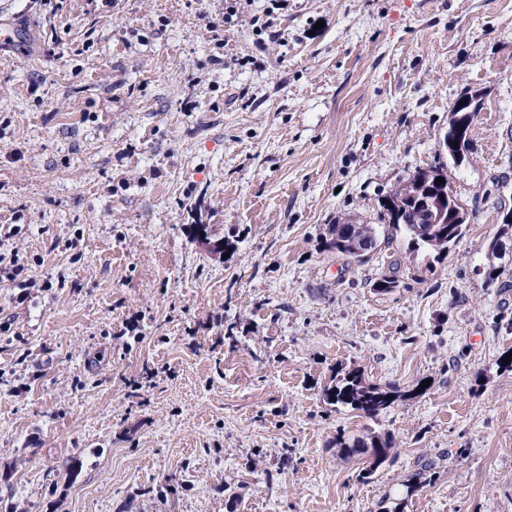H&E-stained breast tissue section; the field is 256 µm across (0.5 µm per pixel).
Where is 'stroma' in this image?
<instances>
[{
  "mask_svg": "<svg viewBox=\"0 0 512 512\" xmlns=\"http://www.w3.org/2000/svg\"><path fill=\"white\" fill-rule=\"evenodd\" d=\"M2 29L0 252L34 286L0 280V512H512V0H0ZM438 165L446 256L326 248ZM352 367L426 388L360 417L323 396ZM368 430L397 457L363 483L334 441Z\"/></svg>",
  "mask_w": 512,
  "mask_h": 512,
  "instance_id": "35a3bbf8",
  "label": "stroma"
}]
</instances>
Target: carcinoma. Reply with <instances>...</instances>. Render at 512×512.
I'll list each match as a JSON object with an SVG mask.
<instances>
[{"label": "carcinoma", "instance_id": "1", "mask_svg": "<svg viewBox=\"0 0 512 512\" xmlns=\"http://www.w3.org/2000/svg\"><path fill=\"white\" fill-rule=\"evenodd\" d=\"M448 178V170L442 166L419 168L409 175L407 181H424L426 190L433 197L443 196L440 207L441 220L433 222L426 209L427 195L413 196L403 192L404 184L397 185L382 205L376 224H352L350 221H338L331 225L327 246L340 254L356 256L353 241L359 240L369 244L368 252H373L384 241L393 236L402 235L408 239L412 252L425 250L439 258L448 251L463 235L465 225L452 223V213L464 210L456 195H448L443 188L435 184V179ZM422 387L402 391L395 386L381 387L366 380L358 368H350L336 375L335 383L327 387L324 397L328 404L336 408H347L359 416L374 417L402 397L418 394ZM336 448L348 456H362L365 466L358 474L357 480L369 481L374 473L395 457V440L387 433L371 431L353 439L343 433L336 435Z\"/></svg>", "mask_w": 512, "mask_h": 512}]
</instances>
